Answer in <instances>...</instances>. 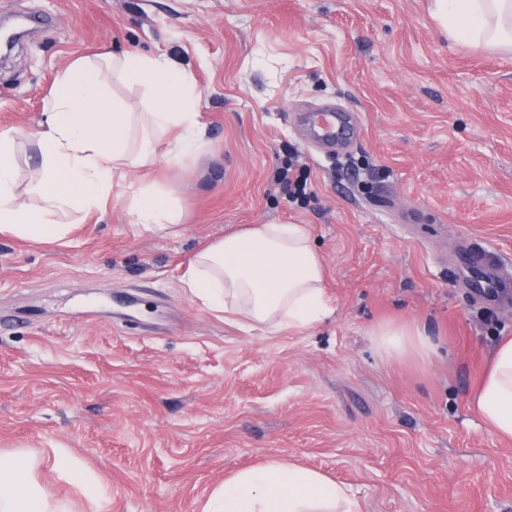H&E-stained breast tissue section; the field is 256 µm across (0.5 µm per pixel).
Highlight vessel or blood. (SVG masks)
Returning a JSON list of instances; mask_svg holds the SVG:
<instances>
[{"mask_svg": "<svg viewBox=\"0 0 512 512\" xmlns=\"http://www.w3.org/2000/svg\"><path fill=\"white\" fill-rule=\"evenodd\" d=\"M312 121L319 137L331 146H342L349 138L351 122L346 114L320 112L313 114ZM455 268L464 275L463 287L476 297L493 306L512 305V270L493 257L487 245L461 237Z\"/></svg>", "mask_w": 512, "mask_h": 512, "instance_id": "b4317fda", "label": "vessel or blood"}]
</instances>
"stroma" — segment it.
<instances>
[{"label":"stroma","mask_w":512,"mask_h":512,"mask_svg":"<svg viewBox=\"0 0 512 512\" xmlns=\"http://www.w3.org/2000/svg\"><path fill=\"white\" fill-rule=\"evenodd\" d=\"M1 18L29 22L0 66V128L20 134L30 207V139L76 59L166 55L208 136L179 164L125 168L103 208L59 213L63 241L0 233V453L27 452L68 512L97 508L57 448L106 512H203L272 459L348 485L363 512H512V441L468 404L512 307L452 276L463 234L512 264V54L450 39L438 0H0ZM330 106L357 127L343 156L299 122ZM294 156L303 201L279 177ZM147 182L177 201L176 229L134 223ZM250 224L309 226L330 320L271 334L184 288L194 252ZM400 321L425 327L429 363L379 357L371 331Z\"/></svg>","instance_id":"obj_1"}]
</instances>
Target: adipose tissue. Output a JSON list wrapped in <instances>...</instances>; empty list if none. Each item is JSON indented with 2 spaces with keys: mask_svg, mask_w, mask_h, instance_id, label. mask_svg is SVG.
I'll return each mask as SVG.
<instances>
[{
  "mask_svg": "<svg viewBox=\"0 0 512 512\" xmlns=\"http://www.w3.org/2000/svg\"><path fill=\"white\" fill-rule=\"evenodd\" d=\"M449 37L512 53V0H440ZM139 84L152 93L150 108L129 112L107 94L109 79ZM191 74L162 54L106 55L74 61L52 93L42 128L32 137L39 164L40 210L16 192V132L0 129V228L36 242L63 239L68 227L55 214L100 207L121 167L152 168L180 162L206 142ZM134 223L173 224L170 195L155 186L131 202ZM184 288L205 307L251 327L301 331L325 322L334 309L325 291V266L304 224H252L213 240L189 259ZM382 358L430 360L436 347L414 321L385 323L372 331ZM470 409L500 438L512 440V336L496 344ZM0 512H64L42 490L30 456L0 454ZM205 512H361L345 485L285 460L227 478Z\"/></svg>",
  "mask_w": 512,
  "mask_h": 512,
  "instance_id": "1",
  "label": "adipose tissue"
}]
</instances>
